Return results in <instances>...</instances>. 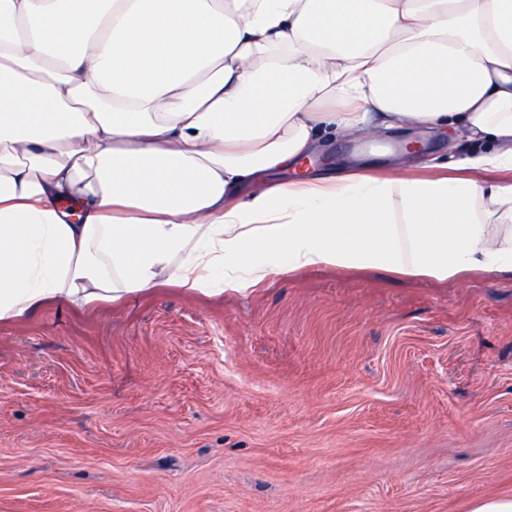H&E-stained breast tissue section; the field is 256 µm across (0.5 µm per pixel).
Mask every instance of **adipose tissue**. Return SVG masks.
<instances>
[{"mask_svg": "<svg viewBox=\"0 0 512 512\" xmlns=\"http://www.w3.org/2000/svg\"><path fill=\"white\" fill-rule=\"evenodd\" d=\"M405 127L462 175L304 167ZM319 267L512 277V0H0V324Z\"/></svg>", "mask_w": 512, "mask_h": 512, "instance_id": "ef3b65f1", "label": "adipose tissue"}]
</instances>
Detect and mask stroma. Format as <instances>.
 <instances>
[{"mask_svg": "<svg viewBox=\"0 0 512 512\" xmlns=\"http://www.w3.org/2000/svg\"><path fill=\"white\" fill-rule=\"evenodd\" d=\"M326 141L327 174L395 166ZM512 496V281L274 276L0 325V512H469Z\"/></svg>", "mask_w": 512, "mask_h": 512, "instance_id": "1", "label": "stroma"}]
</instances>
